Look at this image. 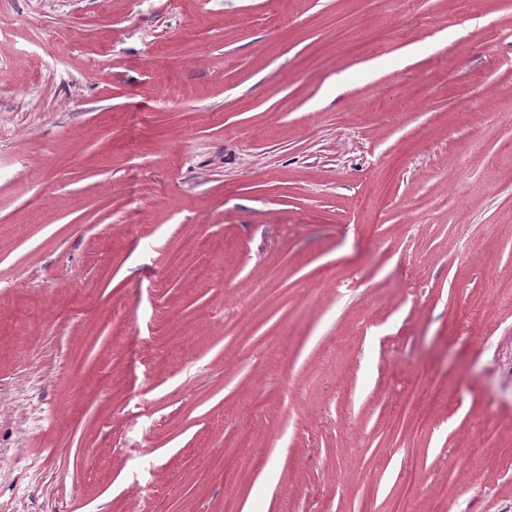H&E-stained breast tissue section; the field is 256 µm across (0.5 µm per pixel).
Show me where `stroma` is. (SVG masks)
I'll return each instance as SVG.
<instances>
[{
	"mask_svg": "<svg viewBox=\"0 0 512 512\" xmlns=\"http://www.w3.org/2000/svg\"><path fill=\"white\" fill-rule=\"evenodd\" d=\"M0 12V512H512V0Z\"/></svg>",
	"mask_w": 512,
	"mask_h": 512,
	"instance_id": "obj_1",
	"label": "stroma"
}]
</instances>
